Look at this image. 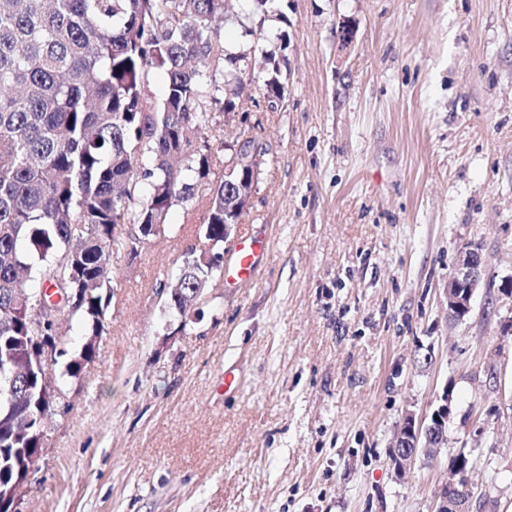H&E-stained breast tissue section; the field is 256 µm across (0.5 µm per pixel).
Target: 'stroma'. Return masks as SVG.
<instances>
[{
	"mask_svg": "<svg viewBox=\"0 0 512 512\" xmlns=\"http://www.w3.org/2000/svg\"><path fill=\"white\" fill-rule=\"evenodd\" d=\"M282 108L224 112L203 81L216 174L259 147L231 237L264 234L250 284L186 313L161 282L202 249L206 186L113 264L106 331L56 394L17 512H432L470 459L480 512H512V0H279ZM231 0L218 32H272ZM479 247L472 310L448 319L457 253ZM233 370L239 386L224 389ZM449 397L448 442L404 479L405 412ZM247 140H252V137L248 134L243 135L237 145V148L234 149L229 160L225 162V176L230 175L235 169L240 168L236 173L237 182H239L242 177L246 178L248 180V187H251L252 189L258 168V163L255 159L256 154L252 156L253 161L251 165L247 169H241V167L246 166L250 162L251 155L253 153V151L250 152L245 146Z\"/></svg>",
	"mask_w": 512,
	"mask_h": 512,
	"instance_id": "35a3bbf8",
	"label": "stroma"
}]
</instances>
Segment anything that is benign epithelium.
Here are the masks:
<instances>
[{
	"instance_id": "benign-epithelium-1",
	"label": "benign epithelium",
	"mask_w": 512,
	"mask_h": 512,
	"mask_svg": "<svg viewBox=\"0 0 512 512\" xmlns=\"http://www.w3.org/2000/svg\"><path fill=\"white\" fill-rule=\"evenodd\" d=\"M246 69V77L239 87L241 102L251 112L261 108L259 101L253 99L252 88ZM250 136L241 137L237 148L225 162V175L235 169L246 166L252 152L245 146ZM482 272V256L478 249L468 248L460 252L456 258L453 274L448 279V288L444 295L448 301V318L454 322L464 319L469 314L474 295L479 288ZM35 365L42 372L41 391L47 399H52L54 386L48 376L49 367L55 362L54 351L49 347L42 348L34 358ZM451 407L448 397H443L427 421H418L413 413L405 414L389 449L388 459L394 474L402 476L419 460L433 458L438 449L447 442L446 431ZM469 458L458 455L455 467L448 471V480L439 486L434 500V512H473V492L468 479Z\"/></svg>"
}]
</instances>
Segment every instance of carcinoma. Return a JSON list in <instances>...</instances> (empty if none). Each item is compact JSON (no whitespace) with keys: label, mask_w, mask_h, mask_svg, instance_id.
<instances>
[{"label":"carcinoma","mask_w":512,"mask_h":512,"mask_svg":"<svg viewBox=\"0 0 512 512\" xmlns=\"http://www.w3.org/2000/svg\"><path fill=\"white\" fill-rule=\"evenodd\" d=\"M223 13L224 0H0V482L22 476L43 445L38 415L52 404L32 367L36 347L63 356L75 328L85 341L62 376L77 379L93 361L127 246L119 225L154 235L210 174L212 146L194 135L210 122L197 111L199 67L221 78L225 111L238 107L229 89L244 76V54L211 29ZM262 55L274 109L286 93L280 60ZM207 212L214 258L192 250L161 284L171 309L221 274L224 225L244 214L224 204L222 180ZM41 304L68 330L42 320Z\"/></svg>","instance_id":"cac0c4a2"}]
</instances>
